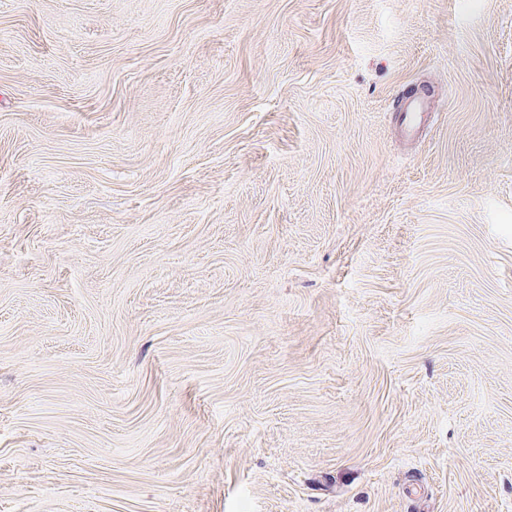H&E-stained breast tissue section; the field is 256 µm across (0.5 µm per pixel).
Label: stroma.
<instances>
[{"label":"stroma","instance_id":"obj_1","mask_svg":"<svg viewBox=\"0 0 512 512\" xmlns=\"http://www.w3.org/2000/svg\"><path fill=\"white\" fill-rule=\"evenodd\" d=\"M0 512H512V0H0Z\"/></svg>","mask_w":512,"mask_h":512}]
</instances>
